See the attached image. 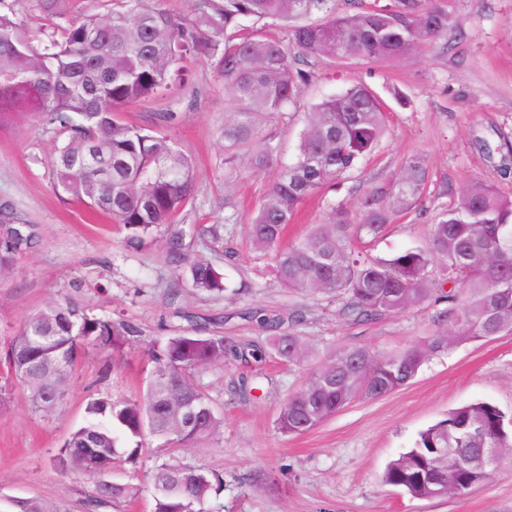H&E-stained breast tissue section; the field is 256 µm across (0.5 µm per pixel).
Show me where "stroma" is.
<instances>
[{
	"instance_id": "1",
	"label": "stroma",
	"mask_w": 512,
	"mask_h": 512,
	"mask_svg": "<svg viewBox=\"0 0 512 512\" xmlns=\"http://www.w3.org/2000/svg\"><path fill=\"white\" fill-rule=\"evenodd\" d=\"M452 6L457 25L446 39L394 63L316 71L297 117L268 126L283 142L282 160L289 163L301 115L311 103L353 83L380 97L388 110V134L365 164L360 187L341 185L331 200L357 222L364 189L388 186L417 155L426 159L430 183L421 211L400 216L370 244L377 258L425 245L443 184L461 187L479 178L512 190V0H452ZM185 74L172 94L127 105L122 114L129 123L149 126L155 113H179L164 132L193 151L198 190L178 221L187 231V258L212 263L231 282L219 296L186 283L171 296L176 266L165 232L131 241L108 216L55 194L51 162L62 138L54 125L24 116L0 131V212H12L37 239L36 247L0 276V352L31 314L54 303L71 302L90 316L138 330L120 351L87 347L65 400L49 417L35 412L20 386L0 372V499L39 497L69 512H86L97 481L59 472V448L84 424L91 397L142 396L150 344L197 321L264 347L263 358L198 370L201 391L224 420L220 433L184 448L147 438L142 454L110 475L140 485L138 498L105 504L97 512H151L150 473L161 462L222 478L210 512H512V466L498 468L464 496L416 499L381 480L388 462L448 409L488 401L512 417V333L453 346L425 363L407 386L377 399H355L308 433L279 432L281 407L336 348L363 345L384 355L447 332L449 325L425 305L354 323L324 296L283 288L271 256L249 243L252 217L276 171L246 173L225 187L224 84L203 58L188 62ZM486 142L493 153L483 150ZM228 197L237 206L231 224L225 221ZM242 283L247 291H239ZM260 313L282 317L285 330L304 336L313 355L297 364L267 350L268 333L256 320ZM241 379L255 385L246 401L235 391Z\"/></svg>"
}]
</instances>
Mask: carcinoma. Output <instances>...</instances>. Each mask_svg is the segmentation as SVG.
<instances>
[{
	"mask_svg": "<svg viewBox=\"0 0 512 512\" xmlns=\"http://www.w3.org/2000/svg\"><path fill=\"white\" fill-rule=\"evenodd\" d=\"M68 0H0V130L20 116L46 118L65 135L55 149L53 189L108 215L133 241L171 224L197 191L196 161L187 147L157 131L124 122L127 104L182 85L184 62L212 61L224 82V185L246 172L278 167L250 225V244L272 256L281 285L336 300L339 313L360 322L424 303H447L438 318L452 331L379 356L364 346L336 350L283 406L279 429L302 435L357 396L379 398L409 384L431 357L454 345L512 332V193L474 179L456 188L430 222L426 245L390 259H371L361 245L380 237L400 214L421 203L430 175L424 160L406 162L391 188L364 192L361 219L316 224L286 244L288 224L317 198L331 214L328 193L360 178L363 163L388 131L382 102L352 84L304 113L295 160L279 164L283 143L265 133L267 122L288 123L315 69L361 61L386 64L408 58L456 26L447 0H189L174 15L163 0H112V9L65 16ZM48 25L32 35L16 21L26 4ZM249 20L247 27L243 21ZM0 274L33 248L32 235L3 216ZM184 232H168L169 252L182 261ZM193 289L221 294L225 275L197 259L186 269ZM448 292L441 293L445 284ZM270 347L298 362L309 353L304 337L277 333L279 320L260 319ZM137 333L128 324L89 316L72 303L49 305L11 337L5 364L45 415L64 400L74 366L87 344L118 348ZM260 347L222 335L185 331L155 342L153 369L141 398L108 394L86 404L87 422L74 430L57 462L64 472L95 476L122 458L137 456L146 435L180 446L211 436L223 420L194 383L193 372ZM506 415L475 401L448 411L419 432L413 447L386 467L382 480L413 498L458 494L491 477L473 458L477 448L500 449L512 459ZM153 512H207L221 480L192 466L163 463L152 475ZM130 484L96 486L87 503L127 499ZM7 512H69L39 497L8 501Z\"/></svg>",
	"mask_w": 512,
	"mask_h": 512,
	"instance_id": "carcinoma-1",
	"label": "carcinoma"
}]
</instances>
